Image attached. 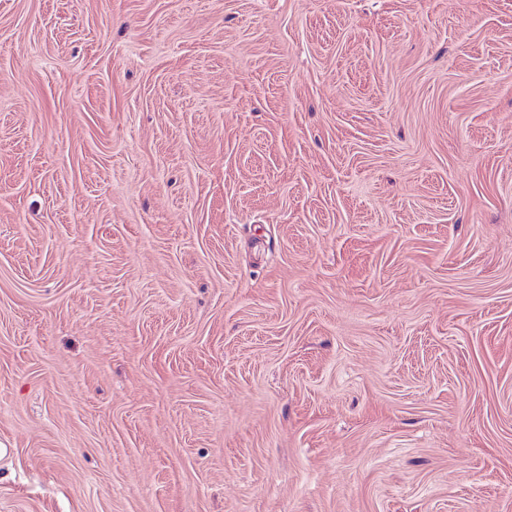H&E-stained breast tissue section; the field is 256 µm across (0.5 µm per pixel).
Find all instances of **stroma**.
Here are the masks:
<instances>
[{"mask_svg": "<svg viewBox=\"0 0 512 512\" xmlns=\"http://www.w3.org/2000/svg\"><path fill=\"white\" fill-rule=\"evenodd\" d=\"M0 512H512V0H0Z\"/></svg>", "mask_w": 512, "mask_h": 512, "instance_id": "1", "label": "stroma"}]
</instances>
